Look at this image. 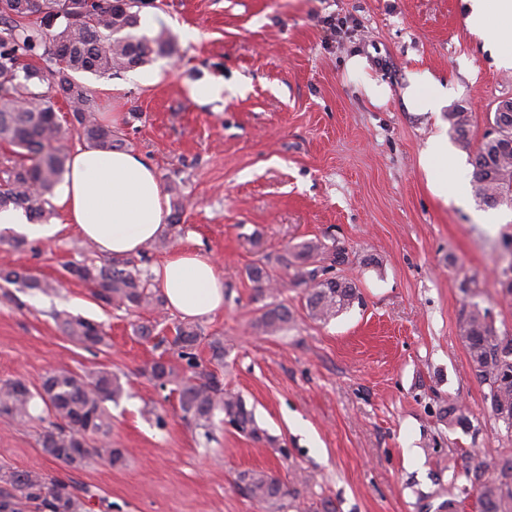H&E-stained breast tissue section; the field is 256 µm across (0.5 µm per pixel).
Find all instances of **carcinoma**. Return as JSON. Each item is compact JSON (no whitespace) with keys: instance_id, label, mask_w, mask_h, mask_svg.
I'll return each instance as SVG.
<instances>
[{"instance_id":"cac0c4a2","label":"carcinoma","mask_w":512,"mask_h":512,"mask_svg":"<svg viewBox=\"0 0 512 512\" xmlns=\"http://www.w3.org/2000/svg\"><path fill=\"white\" fill-rule=\"evenodd\" d=\"M153 0H0V143L18 149L21 161L0 169V210L22 209L31 219H43L55 187L68 172L70 149L51 97L61 96L70 106L72 122L88 146L122 149L126 140L99 117L95 93L79 80L84 74L108 75L144 65L152 56L173 50L167 29L151 36L137 33L140 13ZM457 140L472 153L476 194L488 206L512 197V127L498 126L475 147L467 137V112L448 113ZM168 244L164 234L148 242L140 259L103 257L71 263L67 273L86 284L100 302L127 311L163 313L160 290L152 287L148 270L138 266L146 254ZM281 265L298 268V282L307 286L309 316L327 321L362 302L351 279L336 273L346 263L344 249L309 240L277 258ZM248 277L264 291L273 282L270 260L248 268ZM0 282L49 294L55 286L26 269L1 267ZM55 319L75 344L91 349L102 341L101 324L59 312ZM291 314L282 304H268L257 326L276 333L288 326ZM471 364L480 382L487 385L485 400L495 420L512 434V339L496 335L488 310L471 305L459 324ZM201 329L192 323L175 328L172 345L184 362L183 371L163 359L147 369L161 389L178 394L184 420L204 430L218 413L238 431L260 438L252 411L242 397L224 391L215 374L200 361ZM125 393L120 378L107 370L80 375L67 370L45 374L33 388L21 381L0 384V414L20 421L43 423L38 443L43 453L78 470L97 458L113 466L124 462V452L112 444L111 416L106 403ZM452 478L461 477L476 490L479 512H512V458L490 466L475 456ZM238 487L247 496L267 505L269 512H287L292 504L281 479L265 471L239 475ZM0 512H87V491L67 475L35 469L0 467Z\"/></svg>"}]
</instances>
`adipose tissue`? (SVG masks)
<instances>
[{
  "label": "adipose tissue",
  "mask_w": 512,
  "mask_h": 512,
  "mask_svg": "<svg viewBox=\"0 0 512 512\" xmlns=\"http://www.w3.org/2000/svg\"><path fill=\"white\" fill-rule=\"evenodd\" d=\"M68 223L105 255L137 254L165 234L167 197L152 166L131 151L79 148L59 190ZM167 306L181 317L205 318L224 308V276L214 259L185 245L151 269Z\"/></svg>",
  "instance_id": "ef3b65f1"
}]
</instances>
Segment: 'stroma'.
I'll return each instance as SVG.
<instances>
[{
  "mask_svg": "<svg viewBox=\"0 0 512 512\" xmlns=\"http://www.w3.org/2000/svg\"><path fill=\"white\" fill-rule=\"evenodd\" d=\"M471 0H155L143 18L169 29L175 53L116 77L84 75L102 111L114 113L129 151L161 183L177 182L180 234L212 256L224 275V309L199 320L224 342L212 364L225 390L252 408L262 440L215 422L214 442L182 418L177 395L144 370L180 359L169 344L182 321L130 314L96 301L65 276L88 244L61 209L53 233L23 248L0 244V267L52 281L50 295L9 286L0 297V382L39 383L52 370L117 373L123 397L108 403L113 447L69 472L92 496L91 512H266L236 486L240 472L276 474L298 512H478L475 493L452 483L463 452L498 463L512 436L491 415L459 322L469 304L489 309L497 335L512 337V205L476 195L468 153L448 115L471 116L479 142L499 101L512 99V23L495 20L479 36ZM367 60L349 72L352 55ZM429 70L447 92L443 111L403 97L412 73ZM385 84V103L363 91ZM208 86V98L193 96ZM435 136L462 170L425 169ZM320 239L343 248L342 273L362 305L326 322L309 317L295 266H276V288L261 294L247 269ZM285 304L287 330L256 323L266 304ZM100 322L104 342L73 344L54 314ZM154 322L152 336L135 324ZM458 403L471 426L439 413ZM40 424L0 416V466L65 471L38 444Z\"/></svg>",
  "mask_w": 512,
  "mask_h": 512,
  "instance_id": "obj_1",
  "label": "stroma"
}]
</instances>
